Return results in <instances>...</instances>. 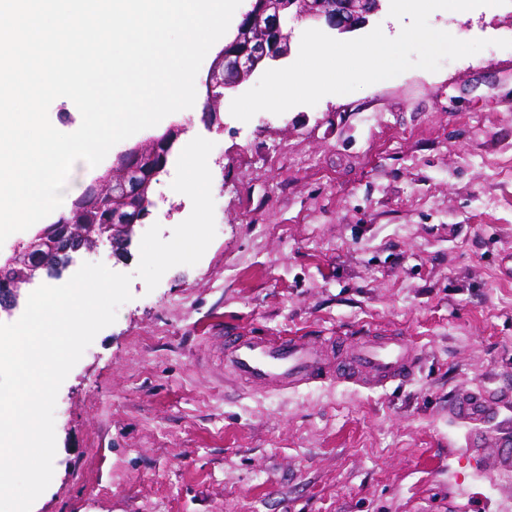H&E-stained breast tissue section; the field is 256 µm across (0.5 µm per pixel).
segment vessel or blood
<instances>
[{
	"label": "vessel or blood",
	"mask_w": 512,
	"mask_h": 512,
	"mask_svg": "<svg viewBox=\"0 0 512 512\" xmlns=\"http://www.w3.org/2000/svg\"><path fill=\"white\" fill-rule=\"evenodd\" d=\"M224 371L250 387L294 391L325 381L386 388L410 381L421 364L416 345L399 334L373 331L349 343L335 336L310 343L304 336H259L225 330ZM512 394L464 387L450 396L448 414L467 425L464 455L468 463L490 460L499 470L512 469V433L494 429Z\"/></svg>",
	"instance_id": "obj_1"
}]
</instances>
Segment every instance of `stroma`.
<instances>
[{
    "instance_id": "stroma-1",
    "label": "stroma",
    "mask_w": 512,
    "mask_h": 512,
    "mask_svg": "<svg viewBox=\"0 0 512 512\" xmlns=\"http://www.w3.org/2000/svg\"><path fill=\"white\" fill-rule=\"evenodd\" d=\"M432 27L490 47L348 94L210 127L216 236L148 289L103 243L74 256L132 274L130 301L62 383L54 475L32 512H512V472L460 467L459 387L512 392V0ZM168 163L144 225L162 238L190 199ZM403 333L413 380L288 393L230 379L224 328Z\"/></svg>"
}]
</instances>
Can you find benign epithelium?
I'll return each mask as SVG.
<instances>
[{
  "instance_id": "obj_1",
  "label": "benign epithelium",
  "mask_w": 512,
  "mask_h": 512,
  "mask_svg": "<svg viewBox=\"0 0 512 512\" xmlns=\"http://www.w3.org/2000/svg\"><path fill=\"white\" fill-rule=\"evenodd\" d=\"M248 9L242 16L236 34L224 42L213 58L201 85L206 89V121L214 127H223L219 103L228 93L244 87L260 70L288 58L291 51V32L287 21L309 20L324 24L340 32L356 30L368 21L374 11L367 3L355 7L349 0H248ZM185 132L183 124L173 122L163 131L121 152L107 175L123 179L122 189L126 206L119 212L117 228L132 233L142 223L143 210L149 203L151 182L160 173L155 168L139 179L144 164L161 156L166 157ZM112 225L100 224L77 230L71 224H46L29 240L14 248L0 270L11 271L10 279L0 287V312L12 313L34 284L44 277L40 257L45 246L63 252L77 253L92 250L99 244L112 242Z\"/></svg>"
}]
</instances>
